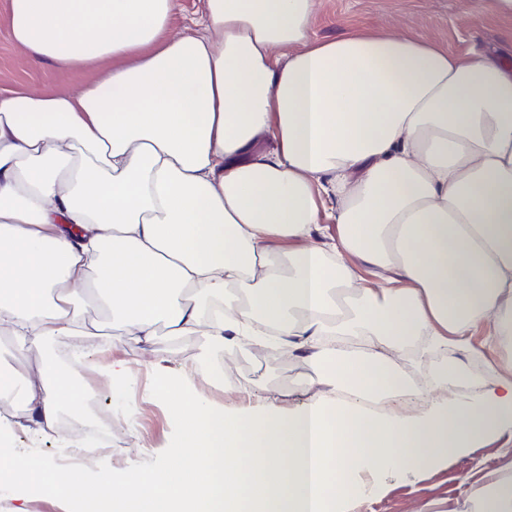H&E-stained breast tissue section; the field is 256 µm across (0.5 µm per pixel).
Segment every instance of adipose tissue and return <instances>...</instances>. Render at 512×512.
<instances>
[{
	"mask_svg": "<svg viewBox=\"0 0 512 512\" xmlns=\"http://www.w3.org/2000/svg\"><path fill=\"white\" fill-rule=\"evenodd\" d=\"M318 0H10L13 44L82 87L0 90V334L23 352L102 334L96 290L143 341L307 350L301 409L227 413L159 378L175 465L90 484L0 442V489L64 512H351L363 474L403 477L512 434V66L387 34L314 39ZM274 146L256 150L260 138ZM336 230L321 233V219ZM483 334L497 386L426 416L367 412L390 360ZM10 422L55 427L49 359L0 374ZM461 512H512V466Z\"/></svg>",
	"mask_w": 512,
	"mask_h": 512,
	"instance_id": "1",
	"label": "adipose tissue"
}]
</instances>
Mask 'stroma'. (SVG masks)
Returning <instances> with one entry per match:
<instances>
[{"instance_id":"1","label":"stroma","mask_w":512,"mask_h":512,"mask_svg":"<svg viewBox=\"0 0 512 512\" xmlns=\"http://www.w3.org/2000/svg\"><path fill=\"white\" fill-rule=\"evenodd\" d=\"M8 10L9 0H0L1 88L21 84L37 92H51L62 85L76 87L88 81V72L75 70L63 75L50 63L27 59L9 38ZM381 32L413 34L442 43L452 52L477 46L512 65V20L498 17L492 0H318L313 37L337 39ZM93 318L106 332L103 347L88 348L78 362L70 360L66 346L58 342L50 344L45 353L58 360L59 375L69 385L99 389L96 410L112 428L111 449L91 441L82 426L62 431L16 426L9 431L15 447L55 465L66 456L71 437L86 440L78 468L90 480L169 462L181 422L169 402L154 395L156 376L178 380L185 368L201 366L192 389L212 406L228 412L273 409L286 414L312 395L307 385L311 371L304 354L287 357L249 345L207 354L199 337H173L163 328L146 347L109 321L105 311L94 313ZM481 342L476 335L470 338L469 349L452 346L422 353L416 341H409L391 361L410 389L391 394L387 404L409 415H422L437 396L432 387L434 372L448 360L462 362L466 373L462 383L449 384V394L475 397L492 388L496 373L489 359L472 353ZM114 360L127 361L128 379L112 381L103 374L104 365ZM506 462H512V443L487 442L409 481L388 473L380 478L381 492L358 501L352 512H419L426 503L432 504L433 512H458L465 487L479 484L487 469Z\"/></svg>"}]
</instances>
